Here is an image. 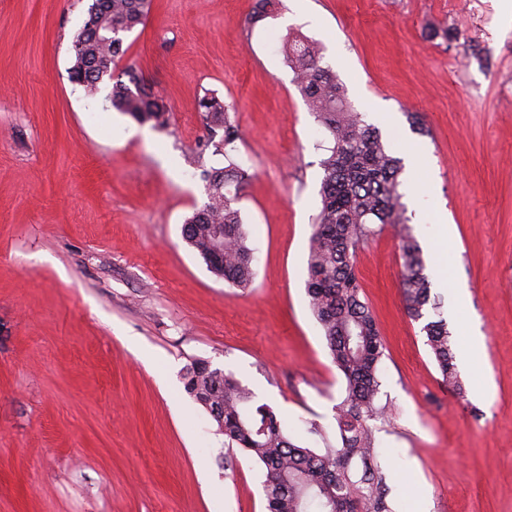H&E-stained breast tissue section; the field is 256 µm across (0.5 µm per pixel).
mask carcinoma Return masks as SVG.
Returning a JSON list of instances; mask_svg holds the SVG:
<instances>
[{
	"instance_id": "carcinoma-1",
	"label": "carcinoma",
	"mask_w": 512,
	"mask_h": 512,
	"mask_svg": "<svg viewBox=\"0 0 512 512\" xmlns=\"http://www.w3.org/2000/svg\"><path fill=\"white\" fill-rule=\"evenodd\" d=\"M151 10L152 0H93L71 43V80L92 96L104 80L111 81L107 100L112 108L140 124L162 127L170 120L164 96L132 66L117 76L113 72L124 54L122 35L145 24ZM322 60V49L314 41H300L288 51L293 83L333 141L320 160L321 208L309 239L306 292L345 380L346 396L336 415L340 446L312 449L294 444L268 405L254 402L249 389L230 374L217 376L205 361L187 369L184 388L209 413L220 408L221 415L213 417L218 431L229 445L264 467L268 512H390L368 425L383 413L377 396L378 364L385 346L375 316L361 299L355 271L358 251L387 227L401 240L404 307L413 320L423 322L426 345L442 382L457 387L459 375L448 322L440 316V301L431 296L423 250L403 202V163L380 131L347 101L336 73ZM200 109L208 133L197 146V157L210 150L224 156L227 165L202 170L207 201L186 219L182 236L208 261L216 246L212 227L224 225V252L214 273L233 287L246 288L253 279L254 254L237 208L239 192L231 193L226 186L238 189L252 174L231 159L240 132L228 118L229 105L206 95ZM358 470L361 476L356 480Z\"/></svg>"
}]
</instances>
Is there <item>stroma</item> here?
Returning a JSON list of instances; mask_svg holds the SVG:
<instances>
[{
    "label": "stroma",
    "mask_w": 512,
    "mask_h": 512,
    "mask_svg": "<svg viewBox=\"0 0 512 512\" xmlns=\"http://www.w3.org/2000/svg\"><path fill=\"white\" fill-rule=\"evenodd\" d=\"M92 0H0V512H266L263 468L228 447L184 388L203 360L313 448L335 439L344 379L306 292L325 130L292 82L288 45L321 43L348 101L439 206L448 248L428 274L465 288L444 316L470 330L486 397L442 382L400 292L399 241L358 251L385 344L372 422L392 512H512V25L500 0H154L123 64L167 97V126L108 108L70 79ZM455 40L442 38L445 29ZM216 92L252 175L239 208L249 287L217 278L182 237L207 200L198 102ZM421 113L427 134L410 126ZM179 161L177 169L167 158ZM135 337L137 349L125 339ZM323 433H309L310 424Z\"/></svg>",
    "instance_id": "35a3bbf8"
}]
</instances>
